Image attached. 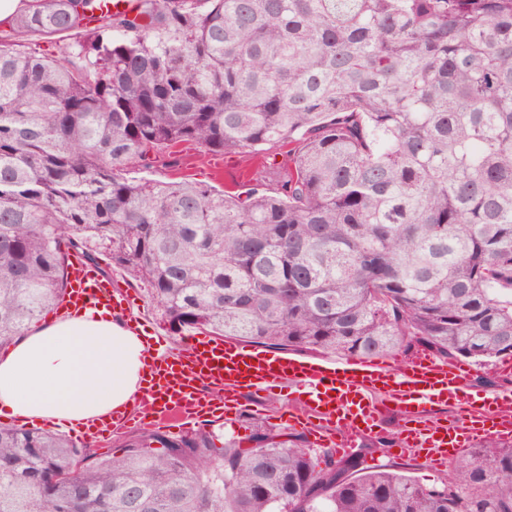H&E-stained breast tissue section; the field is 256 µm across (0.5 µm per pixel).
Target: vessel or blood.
I'll return each instance as SVG.
<instances>
[{
	"label": "vessel or blood",
	"mask_w": 512,
	"mask_h": 512,
	"mask_svg": "<svg viewBox=\"0 0 512 512\" xmlns=\"http://www.w3.org/2000/svg\"><path fill=\"white\" fill-rule=\"evenodd\" d=\"M134 298L91 265L73 260L63 307L75 315L95 304L122 315ZM133 331L146 338L149 380L138 412L115 411L88 430L99 438L141 423L181 429L213 414L212 392L224 395L229 415L239 412L247 392L286 391L281 420L311 435L313 446L351 454L358 440L378 435L390 411L403 418L396 438L398 454L414 453L442 466L462 450L493 437L512 442V388L482 396L469 391L474 368L462 361L441 362L419 352L404 361L381 357L329 358L276 354L219 338H191L181 349L159 351L142 322ZM457 414L447 421L446 410Z\"/></svg>",
	"instance_id": "obj_1"
}]
</instances>
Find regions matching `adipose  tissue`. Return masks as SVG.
<instances>
[{"label":"adipose tissue","mask_w":512,"mask_h":512,"mask_svg":"<svg viewBox=\"0 0 512 512\" xmlns=\"http://www.w3.org/2000/svg\"><path fill=\"white\" fill-rule=\"evenodd\" d=\"M145 345L111 311L50 320L0 358V416L87 426L141 398Z\"/></svg>","instance_id":"obj_1"}]
</instances>
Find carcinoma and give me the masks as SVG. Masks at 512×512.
<instances>
[{
  "label": "carcinoma",
  "mask_w": 512,
  "mask_h": 512,
  "mask_svg": "<svg viewBox=\"0 0 512 512\" xmlns=\"http://www.w3.org/2000/svg\"><path fill=\"white\" fill-rule=\"evenodd\" d=\"M23 2L0 19V349L107 249L174 332L512 357V0ZM183 142L286 144L288 175L243 195L122 175ZM392 446L338 460L255 423L100 453L0 426V512H512V445L439 486L366 465Z\"/></svg>",
  "instance_id": "obj_1"
}]
</instances>
